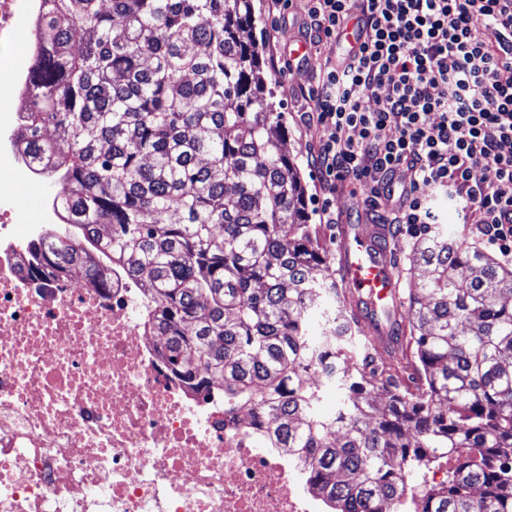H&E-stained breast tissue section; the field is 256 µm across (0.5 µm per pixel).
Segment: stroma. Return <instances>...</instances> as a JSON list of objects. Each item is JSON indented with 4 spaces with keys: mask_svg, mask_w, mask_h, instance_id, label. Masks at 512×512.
I'll use <instances>...</instances> for the list:
<instances>
[{
    "mask_svg": "<svg viewBox=\"0 0 512 512\" xmlns=\"http://www.w3.org/2000/svg\"><path fill=\"white\" fill-rule=\"evenodd\" d=\"M253 6L261 18L254 36L265 60L272 102L276 111L283 114L285 149L296 160L306 186L309 221L318 223L325 203L333 202L339 226L324 230L323 235L332 249H339L340 226L358 227L366 222L362 209L366 190L347 182L337 184L335 191L327 190L323 174L310 158V150L318 143L321 131L318 126L303 123L300 114L312 106L323 73L335 66L337 58L345 56L347 45L333 41L313 44L303 68H288V42L302 34L307 12L305 0H291L287 5L278 4L277 0H253Z\"/></svg>",
    "mask_w": 512,
    "mask_h": 512,
    "instance_id": "obj_1",
    "label": "stroma"
}]
</instances>
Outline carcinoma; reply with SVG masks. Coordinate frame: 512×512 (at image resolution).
<instances>
[{
    "label": "carcinoma",
    "mask_w": 512,
    "mask_h": 512,
    "mask_svg": "<svg viewBox=\"0 0 512 512\" xmlns=\"http://www.w3.org/2000/svg\"><path fill=\"white\" fill-rule=\"evenodd\" d=\"M256 25L253 0H50L25 130L64 230L30 244L32 274L109 288L115 263L153 300L172 374L266 416L330 512H512V268L424 224L385 313L408 322L414 366L362 338L244 39Z\"/></svg>",
    "instance_id": "cac0c4a2"
}]
</instances>
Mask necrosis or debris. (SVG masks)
<instances>
[{
  "label": "necrosis or debris",
  "instance_id": "4bbe7bcc",
  "mask_svg": "<svg viewBox=\"0 0 512 512\" xmlns=\"http://www.w3.org/2000/svg\"><path fill=\"white\" fill-rule=\"evenodd\" d=\"M43 0H0V48L27 45L0 85V512H319L265 420L193 393L142 319L151 298L120 272L101 290L33 277L28 243L58 216L23 146L26 75Z\"/></svg>",
  "mask_w": 512,
  "mask_h": 512
}]
</instances>
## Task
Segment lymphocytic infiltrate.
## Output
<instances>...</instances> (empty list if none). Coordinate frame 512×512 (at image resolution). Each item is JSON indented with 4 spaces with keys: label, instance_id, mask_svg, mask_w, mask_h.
I'll return each instance as SVG.
<instances>
[{
    "label": "lymphocytic infiltrate",
    "instance_id": "obj_1",
    "mask_svg": "<svg viewBox=\"0 0 512 512\" xmlns=\"http://www.w3.org/2000/svg\"><path fill=\"white\" fill-rule=\"evenodd\" d=\"M305 34L336 40L356 19L357 51L325 73L307 112L317 162L337 183L368 186L380 224L435 221L419 186L475 212L474 233L512 262V0H307ZM493 27L495 43L482 30ZM383 90V105L366 93ZM411 180H403V172Z\"/></svg>",
    "mask_w": 512,
    "mask_h": 512
}]
</instances>
